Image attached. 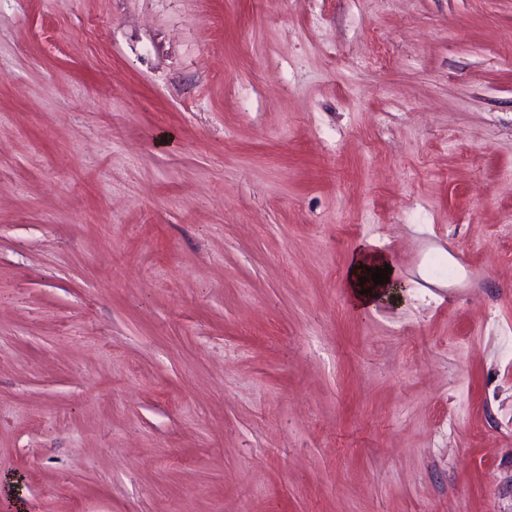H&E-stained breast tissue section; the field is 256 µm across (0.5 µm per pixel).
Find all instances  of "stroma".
<instances>
[{
    "instance_id": "35a3bbf8",
    "label": "stroma",
    "mask_w": 512,
    "mask_h": 512,
    "mask_svg": "<svg viewBox=\"0 0 512 512\" xmlns=\"http://www.w3.org/2000/svg\"><path fill=\"white\" fill-rule=\"evenodd\" d=\"M16 500L512 512V0H0ZM385 264L389 263L382 255L373 254L363 249H357L350 268L347 271V283L348 287L351 289V295L355 307L368 308L382 297L392 296L394 290H389V288H394L392 282V269L390 274H388V283L384 282V285H374V282L371 280V274L372 272H375V268L379 267L384 269ZM367 268H372V272H367ZM363 276H366V282H364L363 287H360V277ZM369 288H372L371 293L364 295L359 294V291H364L365 289L369 290Z\"/></svg>"
}]
</instances>
